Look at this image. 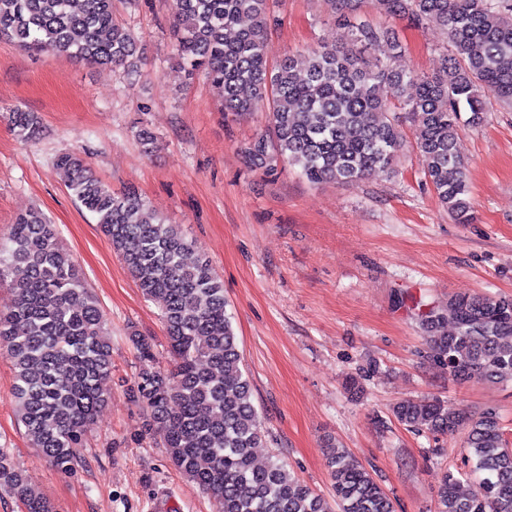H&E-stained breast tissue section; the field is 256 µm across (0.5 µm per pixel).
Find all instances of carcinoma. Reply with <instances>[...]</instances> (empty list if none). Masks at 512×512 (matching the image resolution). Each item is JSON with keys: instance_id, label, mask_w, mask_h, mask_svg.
I'll return each mask as SVG.
<instances>
[{"instance_id": "cac0c4a2", "label": "carcinoma", "mask_w": 512, "mask_h": 512, "mask_svg": "<svg viewBox=\"0 0 512 512\" xmlns=\"http://www.w3.org/2000/svg\"><path fill=\"white\" fill-rule=\"evenodd\" d=\"M371 1L390 18L441 31L450 47L441 73L393 66L404 46L367 18L363 7ZM323 2L349 29L352 47L321 44L302 65L292 54L272 65L266 46L280 24L276 0H173L176 55L189 76L222 89L224 111L243 116L267 106L268 131L244 150L249 166L286 162L313 185L356 182L390 168L405 143L389 111L406 112L420 129L415 150L425 182L455 221L469 223L471 188L458 132L483 124L488 94L512 106V0ZM0 39L139 73L135 39L114 21L112 0H0ZM8 121L25 139L38 133L28 112L17 109ZM55 165L161 312L173 367L157 368L152 342L132 334L140 366L127 394L143 409V432L162 437L172 463L213 499L217 512H395L373 474L333 443L327 444L330 500L302 486L278 458L255 464L253 449L264 432L221 279L206 261L185 263L189 244L179 227L158 219L135 192L112 191L73 153L58 155ZM5 280L13 296L0 313V351L14 370L18 417L33 447L67 474L109 398L105 315L37 209L17 216L0 243V283ZM421 325L432 361L455 382L512 380L511 298L456 294L421 312ZM391 414L417 432L465 429L473 465L463 476L476 489L462 496L459 478L444 474L437 512H512V448L495 412L469 418L437 400L409 399ZM0 488L24 512H56L51 501L28 495L2 446Z\"/></svg>"}]
</instances>
